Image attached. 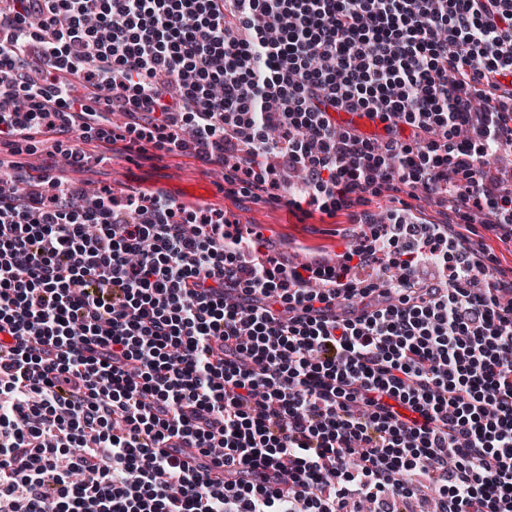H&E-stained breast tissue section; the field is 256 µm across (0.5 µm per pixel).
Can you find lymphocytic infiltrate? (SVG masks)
<instances>
[{"label": "lymphocytic infiltrate", "instance_id": "1", "mask_svg": "<svg viewBox=\"0 0 512 512\" xmlns=\"http://www.w3.org/2000/svg\"><path fill=\"white\" fill-rule=\"evenodd\" d=\"M508 72L512 0H0V135H69L79 75L156 148L294 172L293 207L402 184L459 226L364 211L335 263L287 265L158 197L0 179V512H396L426 485L432 512H512V283L465 245L512 224L484 171ZM329 118L341 126H354L367 132H379L382 123L378 117H371L364 112H346L327 109Z\"/></svg>", "mask_w": 512, "mask_h": 512}]
</instances>
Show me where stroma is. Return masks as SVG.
I'll return each mask as SVG.
<instances>
[{
    "mask_svg": "<svg viewBox=\"0 0 512 512\" xmlns=\"http://www.w3.org/2000/svg\"><path fill=\"white\" fill-rule=\"evenodd\" d=\"M95 124L107 130L117 129V138L87 135L80 120L67 137L48 130L32 132L23 139L4 137L0 139V165L5 163L13 168L24 164V179L28 182L47 174L72 190L92 189L119 200L130 195L164 198L174 185L211 187L212 192L205 200L187 197L180 200V207L221 212L226 221L244 230L275 232L279 241L273 254L284 261L335 262L339 248L350 243L357 228L354 210L334 214L312 207L298 210L289 204L288 188H280L272 195L236 180L218 179V167L202 164L190 147L176 154L154 149L129 133L132 119L116 126L111 114L104 113ZM74 149L85 152L87 160L83 166L69 164L67 155ZM393 207L422 224H444L455 219L445 205L425 199L419 190L408 185L396 192L382 190L370 197L367 205L375 213ZM473 231L474 242L485 245L487 254L494 259L493 274L511 280L512 241L501 239L500 229L490 225H475Z\"/></svg>",
    "mask_w": 512,
    "mask_h": 512,
    "instance_id": "1",
    "label": "stroma"
}]
</instances>
